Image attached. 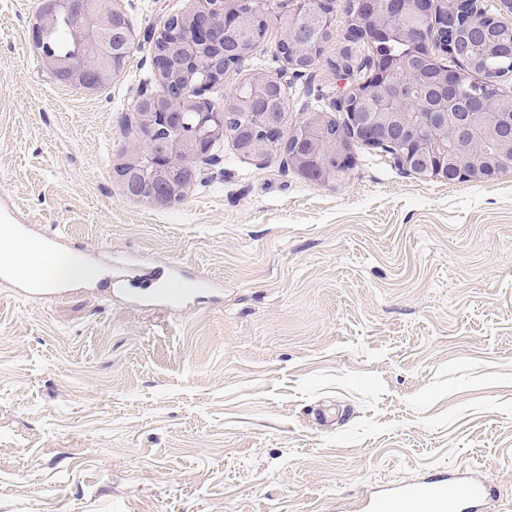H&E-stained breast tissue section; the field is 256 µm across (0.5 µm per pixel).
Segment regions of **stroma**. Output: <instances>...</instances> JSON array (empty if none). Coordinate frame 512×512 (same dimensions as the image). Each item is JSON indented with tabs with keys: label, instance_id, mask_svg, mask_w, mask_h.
Listing matches in <instances>:
<instances>
[{
	"label": "stroma",
	"instance_id": "1",
	"mask_svg": "<svg viewBox=\"0 0 512 512\" xmlns=\"http://www.w3.org/2000/svg\"><path fill=\"white\" fill-rule=\"evenodd\" d=\"M138 40L95 90L56 81L31 44L40 0H0V226L97 266L58 300L0 280V512H357L370 492L467 476L512 512V169L426 181L353 144L324 187L231 138L157 207L113 176L161 94L153 40L205 0H119ZM280 34L206 91L262 70L289 123L346 79L337 21L297 74ZM215 289L149 297L173 269Z\"/></svg>",
	"mask_w": 512,
	"mask_h": 512
}]
</instances>
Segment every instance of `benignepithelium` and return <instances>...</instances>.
<instances>
[{
    "instance_id": "7a95c632",
    "label": "benign epithelium",
    "mask_w": 512,
    "mask_h": 512,
    "mask_svg": "<svg viewBox=\"0 0 512 512\" xmlns=\"http://www.w3.org/2000/svg\"><path fill=\"white\" fill-rule=\"evenodd\" d=\"M337 0H207L205 9L190 14L169 16L158 32L153 49L156 79L171 88L164 98L141 92L134 112L142 139L129 148L130 156L141 165L121 168L117 184L126 196L141 186L149 187L139 196L155 206L165 207L184 196L185 173L195 169L192 161L208 163L215 139L228 136L239 153L265 159L284 154L289 164L307 176L323 168V156H336V171L322 175V185L333 186L352 167L351 140L378 150L394 166L421 179H448V163L457 169V178L488 179L512 169V95L501 93L493 84L474 83L468 68L473 41L488 37L491 27L482 23L489 16L480 0H359L365 14L350 19L352 34L361 35L374 50L367 77L343 96L332 100L328 112H308L298 124L287 127L276 112H250L249 120L234 127L229 123L228 106L203 98V92L224 79L228 67L247 56L241 46L231 45L227 36L245 26H270L276 17L286 14L305 26L316 23L309 42L327 49L319 38L324 29L336 26ZM76 12L81 21L74 31L75 41L85 43L82 55L59 57L44 47V33L63 13ZM433 14V24L406 27L409 15ZM125 16L111 0H45L38 20L31 27V41L40 50L43 63L53 76L64 83L93 90L110 76L122 71L127 50L136 39L129 24L117 28ZM470 26L471 40L448 41V32L460 23ZM391 40L408 45L411 54L431 58L450 55L457 65H437L434 103L420 105L412 95L415 74L395 65L382 63V55ZM294 36L282 33L281 52L289 68L304 73L316 64L314 49L295 50ZM202 71L205 77L195 83L177 76ZM275 81L270 74L258 72L249 97L238 108L247 109L255 99H266ZM470 88V104L482 110V130L499 142V152L485 153L483 142L474 134L476 124L468 112H451L464 87ZM392 105L407 106L409 112H386ZM344 115L349 129L328 138L327 124L335 113Z\"/></svg>"
}]
</instances>
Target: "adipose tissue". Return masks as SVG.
<instances>
[{
  "instance_id": "adipose-tissue-1",
  "label": "adipose tissue",
  "mask_w": 512,
  "mask_h": 512,
  "mask_svg": "<svg viewBox=\"0 0 512 512\" xmlns=\"http://www.w3.org/2000/svg\"><path fill=\"white\" fill-rule=\"evenodd\" d=\"M0 264L10 269L12 277L37 286L83 279L91 274L77 257L60 256L8 234L0 236Z\"/></svg>"
}]
</instances>
